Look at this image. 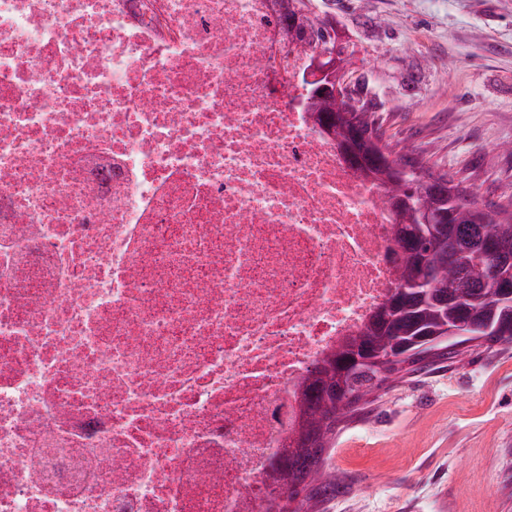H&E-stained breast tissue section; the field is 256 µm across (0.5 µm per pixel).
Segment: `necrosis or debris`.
<instances>
[{
	"mask_svg": "<svg viewBox=\"0 0 512 512\" xmlns=\"http://www.w3.org/2000/svg\"><path fill=\"white\" fill-rule=\"evenodd\" d=\"M272 0H0V512H264L396 216Z\"/></svg>",
	"mask_w": 512,
	"mask_h": 512,
	"instance_id": "necrosis-or-debris-1",
	"label": "necrosis or debris"
}]
</instances>
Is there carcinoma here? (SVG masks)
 Returning a JSON list of instances; mask_svg holds the SVG:
<instances>
[{"label": "carcinoma", "mask_w": 512, "mask_h": 512, "mask_svg": "<svg viewBox=\"0 0 512 512\" xmlns=\"http://www.w3.org/2000/svg\"><path fill=\"white\" fill-rule=\"evenodd\" d=\"M286 39L306 45L310 52L328 51L336 45V35L321 26L316 15L291 21ZM313 107L339 150L352 149L349 160L359 176L393 198V212L399 218L395 244L400 261L389 299L359 333L310 372L300 437L288 442V469L282 471L283 478L293 486H303L305 494L292 497L291 508L267 512H318L317 496L336 491V475L325 465L324 455L336 434V421L351 411L355 401H347L341 409L337 404L343 394L374 395L384 381L381 373L403 369L408 359H389L397 343L415 340L425 354L445 327L463 323L486 344L512 346V303L507 300L512 295V280L501 273L503 268H512V220H500L471 198L448 206V222L437 225L430 235L421 234L416 213L424 179L448 182L450 198L458 194L453 180L445 174L424 176L414 163L411 173L398 180L391 166L376 162L378 146L361 128L362 113L336 111V102L322 92ZM442 255L451 257L460 268L456 278L430 277Z\"/></svg>", "instance_id": "obj_1"}]
</instances>
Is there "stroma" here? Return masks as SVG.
I'll list each match as a JSON object with an SVG mask.
<instances>
[{
  "mask_svg": "<svg viewBox=\"0 0 512 512\" xmlns=\"http://www.w3.org/2000/svg\"><path fill=\"white\" fill-rule=\"evenodd\" d=\"M385 143L512 204V0H308ZM323 512H512V349L390 376L336 428Z\"/></svg>",
  "mask_w": 512,
  "mask_h": 512,
  "instance_id": "1",
  "label": "stroma"
}]
</instances>
